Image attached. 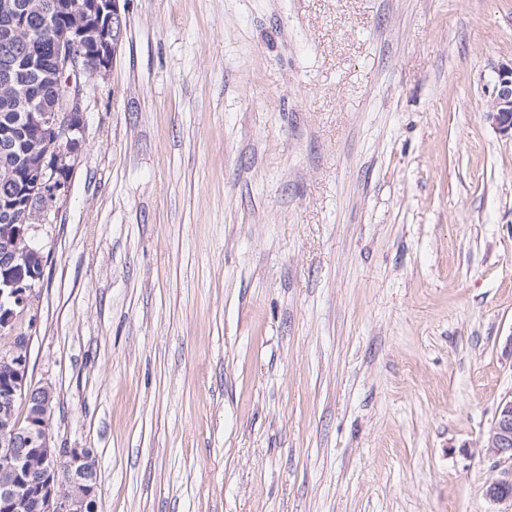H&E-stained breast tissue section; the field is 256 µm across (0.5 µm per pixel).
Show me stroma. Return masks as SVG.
Returning a JSON list of instances; mask_svg holds the SVG:
<instances>
[{
  "label": "stroma",
  "mask_w": 512,
  "mask_h": 512,
  "mask_svg": "<svg viewBox=\"0 0 512 512\" xmlns=\"http://www.w3.org/2000/svg\"><path fill=\"white\" fill-rule=\"evenodd\" d=\"M35 302L98 512H512V0H127ZM486 117L495 128L512 138V60L499 68L497 84ZM482 448L496 458L500 472L485 488L493 502L512 503V397L501 401L494 422L482 439Z\"/></svg>",
  "instance_id": "obj_1"
}]
</instances>
